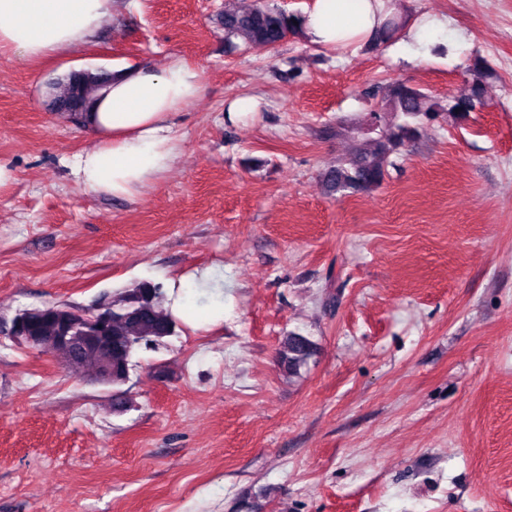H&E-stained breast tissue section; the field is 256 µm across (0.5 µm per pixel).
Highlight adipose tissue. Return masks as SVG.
Here are the masks:
<instances>
[{
  "mask_svg": "<svg viewBox=\"0 0 512 512\" xmlns=\"http://www.w3.org/2000/svg\"><path fill=\"white\" fill-rule=\"evenodd\" d=\"M391 0H315L304 15L302 38L312 45H361ZM112 13V0H0V55L40 60L84 44ZM198 73L172 61L114 72L96 111L78 115L94 136L76 174L88 187L133 197L173 166L180 145L171 118L198 98Z\"/></svg>",
  "mask_w": 512,
  "mask_h": 512,
  "instance_id": "ef3b65f1",
  "label": "adipose tissue"
}]
</instances>
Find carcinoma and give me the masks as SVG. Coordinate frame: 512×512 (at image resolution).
Instances as JSON below:
<instances>
[{"mask_svg": "<svg viewBox=\"0 0 512 512\" xmlns=\"http://www.w3.org/2000/svg\"><path fill=\"white\" fill-rule=\"evenodd\" d=\"M224 30V41L234 48L237 38L254 47L272 49L290 35H299L300 16L274 6L268 0H254L246 9L224 8L215 15ZM401 26L397 15L383 19L372 36L374 46L390 41ZM486 62L476 58L469 69L467 92L440 101L421 88L395 81L385 89L384 102L349 132L367 136L375 145L371 155L356 154L338 160L325 174L328 191L358 193L379 187L399 156L420 131L440 121L443 115L465 119L485 106ZM112 83V72L86 69L70 72L50 83V106L54 112H89L102 90ZM109 308L102 312L89 307L49 303L24 310L26 327L40 338L44 351L64 350L69 365L98 377L105 359L112 364V406L125 404L122 385L129 377L132 358L141 348H155L176 334L177 319L163 306L165 295L158 283L141 281L105 296ZM313 351L304 336L291 334L284 342L282 361L293 370L304 364Z\"/></svg>", "mask_w": 512, "mask_h": 512, "instance_id": "cac0c4a2", "label": "carcinoma"}]
</instances>
